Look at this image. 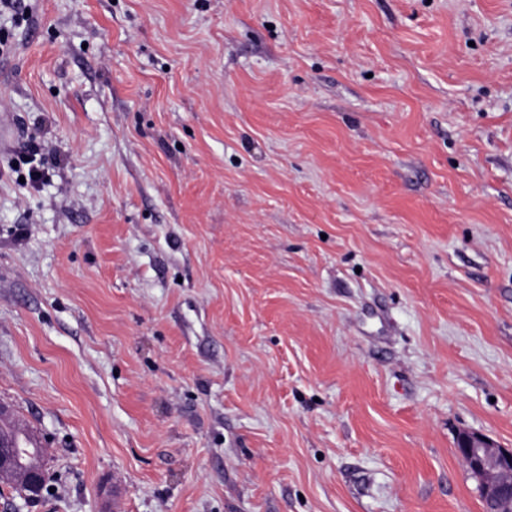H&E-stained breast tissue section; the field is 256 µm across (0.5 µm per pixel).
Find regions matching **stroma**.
<instances>
[{"instance_id":"35a3bbf8","label":"stroma","mask_w":512,"mask_h":512,"mask_svg":"<svg viewBox=\"0 0 512 512\" xmlns=\"http://www.w3.org/2000/svg\"><path fill=\"white\" fill-rule=\"evenodd\" d=\"M0 14V512H485L512 448V0ZM44 144L26 148L29 134ZM11 436V443L17 448H34L35 455L27 451L26 468L43 466L46 455V440L35 428L20 425L7 408L0 414V429ZM457 447L485 502L487 512H512V451L491 438L473 432L459 434ZM13 473L21 477V482L30 491L38 492L41 487L42 474L39 471L24 472L15 462V453L12 448L0 445V475L3 473Z\"/></svg>"}]
</instances>
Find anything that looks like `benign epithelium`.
Instances as JSON below:
<instances>
[{
	"label": "benign epithelium",
	"mask_w": 512,
	"mask_h": 512,
	"mask_svg": "<svg viewBox=\"0 0 512 512\" xmlns=\"http://www.w3.org/2000/svg\"><path fill=\"white\" fill-rule=\"evenodd\" d=\"M457 447L472 476L477 479L485 502L494 505L487 512H512V451L491 438L473 432L459 434ZM13 473L30 491L41 487L42 474L24 472L15 462L13 449L0 445V475Z\"/></svg>",
	"instance_id": "benign-epithelium-1"
}]
</instances>
